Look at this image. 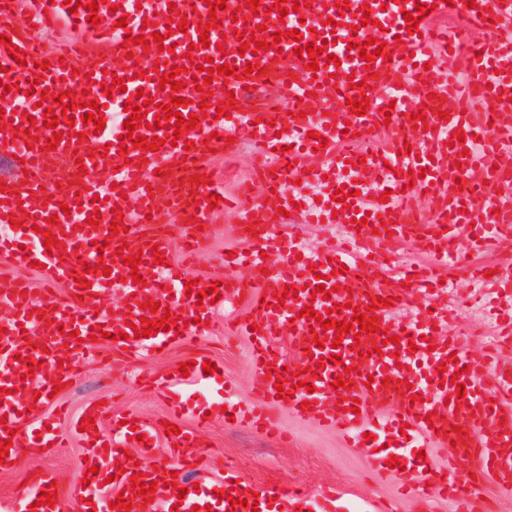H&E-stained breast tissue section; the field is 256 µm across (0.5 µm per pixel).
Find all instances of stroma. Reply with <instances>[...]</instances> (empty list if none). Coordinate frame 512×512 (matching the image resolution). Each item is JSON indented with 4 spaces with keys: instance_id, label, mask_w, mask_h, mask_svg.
I'll return each instance as SVG.
<instances>
[{
    "instance_id": "obj_1",
    "label": "stroma",
    "mask_w": 512,
    "mask_h": 512,
    "mask_svg": "<svg viewBox=\"0 0 512 512\" xmlns=\"http://www.w3.org/2000/svg\"><path fill=\"white\" fill-rule=\"evenodd\" d=\"M211 235L209 249L200 256L196 269L197 276L203 280L223 274L224 251L243 245L229 213L217 217ZM225 320V311L216 312L205 335L190 336L170 345L149 357L138 369L120 365L83 367L76 383L60 390L31 415L33 422H49L58 435L70 439L69 450L48 459L20 453L12 471L0 472V501L16 503L24 482L42 470L52 471L63 489L80 477L83 446L73 440L69 420L57 416V406H67L76 413L88 403L103 400L113 409L132 413L140 419H160L166 413V406L150 387L140 384L139 372L170 373L176 364L203 352L223 363L224 373L230 380L225 392L197 384L183 391L188 409L183 423H191V411L207 409L212 413L211 426L203 436L204 446L196 451L206 475L220 477L225 464L229 463L242 469L247 478L258 484L305 487L310 493L307 506L311 512H375L377 506L390 501L396 502L399 512H417V501L410 496H400L394 479L372 476L369 449L352 447L343 434L316 421L299 420L288 406L279 409L284 426L294 435L293 440L285 444L252 429L225 423L222 404L252 405L256 402L250 387L254 375L250 339L246 336L226 338ZM448 329L463 336L466 348L475 351L494 335L495 322L487 306L474 305L451 322ZM327 484L341 491L340 497L328 505L318 497L319 489Z\"/></svg>"
}]
</instances>
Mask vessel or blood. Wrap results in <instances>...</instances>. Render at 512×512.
I'll use <instances>...</instances> for the list:
<instances>
[{
	"label": "vessel or blood",
	"mask_w": 512,
	"mask_h": 512,
	"mask_svg": "<svg viewBox=\"0 0 512 512\" xmlns=\"http://www.w3.org/2000/svg\"><path fill=\"white\" fill-rule=\"evenodd\" d=\"M244 0H231L238 6L242 21L233 22L230 9L210 14L203 0H106L97 14L99 25H91L87 9L69 13L58 0H0V35L10 34V43L0 42V83L11 91L0 99V150L13 156L17 169L28 176L16 179L9 190L0 192V224L9 225L0 236V264L24 265L26 260L43 263L44 288L30 287L0 273V302L7 304L11 318L0 326V440L26 448L35 456L58 455L64 446L56 432L45 425H32L22 414L16 388L49 396L54 382L76 381L77 359L92 360L101 352L134 361L166 349L178 336L205 334L201 320L206 314L223 309L228 301L244 300L247 310L237 332L254 335L253 360L256 366L254 388L261 406L236 411V422L256 430L288 438L278 419V392L275 373H296L310 367L318 372L314 391L292 389L288 404L298 418L345 432L355 447L372 448L371 466L381 475L395 473L404 493L427 501L431 491L447 499L454 512H484L477 484L488 481L512 493V365L499 362L492 353L481 355L465 349L459 337L448 335V313L420 310L408 325L396 324L394 309L419 307L422 299L446 298L442 277L466 276L481 280L484 267L468 260L460 250L466 230L480 225L475 240L477 250H512V202L489 199L488 192L512 186V169L496 164L497 157L512 150V38L491 33L469 54L470 78L459 82L452 69L432 66L435 51H459V33H434L430 20L409 33L406 14L417 6L435 8L437 14L453 13L479 22L491 15L512 16V0H348L347 11H338L336 0H307V7L289 12L287 23H280L272 6L276 0H260L268 16L254 15ZM27 6L34 24L46 30L68 24L75 38L54 48H45L28 32L17 27L9 31L20 6ZM374 18L363 26V7ZM219 25L208 32L209 47H200L199 25L209 17ZM342 18L339 26H328L331 18ZM126 26H118V19ZM186 30H179V23ZM299 30L303 43L322 44L317 56L318 73L303 67L293 40H281L279 49L240 53L241 40L269 42L273 32ZM160 32L165 50L142 48L127 43V36ZM384 43L387 53L375 56L365 66L359 46L367 37ZM15 45L25 54V63H16L7 51ZM192 55V67H184V55ZM121 59L113 68V59ZM49 61L39 85H31L36 65ZM230 65L236 78L216 75V82H227L235 97L231 118L219 117L218 99H206L196 84L204 80L199 65ZM265 68V75L245 73V66ZM179 68L184 87L180 95L188 104L182 115L197 112L201 101H208V116L195 128L184 131L191 149L173 146L174 132L157 129L160 150L120 152L121 136L127 135L129 118L126 101L144 94L146 125L153 122L156 105L168 102L171 88H160L147 78V71L171 72ZM126 79L125 91L105 96L102 83L114 77ZM362 80L361 88H350V79ZM418 84L427 101L410 96L409 84ZM89 86L99 100L106 124L102 131L83 121L69 123L62 108L53 107V95L75 86ZM368 95L370 105L364 115L353 114L351 100ZM498 99L502 108L494 132L473 122L471 109L487 98ZM429 111L425 128H415L413 115L420 104ZM53 108L60 118L57 128L44 126L45 108ZM448 119H439V112ZM398 122L405 137L383 141L380 133L385 120ZM39 123V140L26 134L30 123ZM145 127L139 135H146ZM62 132L56 149H47L54 132ZM464 132L465 143H456L457 132ZM253 149V178L273 189L277 208L253 203L250 184H243L232 200L236 221L243 231L246 251L225 257L222 280L227 288L218 301H200L202 285L193 273V247L203 233L202 226L213 223L217 211L208 197L223 194L216 181L212 155L235 154L242 143ZM108 172V183L92 180L90 171ZM477 171L482 178L467 187L458 182L465 173ZM200 186H192V177ZM353 195L347 202L333 201L337 189ZM388 202H381V195ZM428 197L434 219L422 223L414 210L415 198ZM171 201L181 231L178 240L162 234L157 225L143 218L155 211L158 199ZM298 210H291V202ZM67 204L69 214L59 212ZM121 211L124 230L111 234L114 211ZM99 214L98 225H90L89 215ZM57 216L64 231L52 249H45L42 228L49 216ZM336 224L342 235L329 240L325 249L306 251L297 235L282 236L276 224H295L300 219ZM361 220L360 231H352V220ZM390 223L391 233L380 232L381 223ZM259 236H252V226ZM414 244L427 258L426 264H407L388 277L386 258L405 244ZM141 255L138 270L142 280L133 282L130 266L113 259L115 251ZM162 252L163 263L153 261ZM282 255L279 264H270L267 253ZM111 265L110 274H87L86 265ZM327 276L333 290L329 297L317 296L318 276ZM124 288L125 306L104 313L100 301L113 282ZM66 288L57 294L55 284ZM295 285L296 296L284 288ZM390 306H383V299ZM156 301L169 309L172 318H183L180 330L158 331L135 338L131 324L139 323L143 301ZM376 305L378 330L353 338L336 337L334 329H316L314 316L304 315L306 307L315 313L330 309L336 320L351 322L355 308ZM291 329L295 361H287L269 343L283 329ZM104 338H95V331ZM392 342H385V335ZM418 349H411V342ZM66 361H59L60 351ZM339 363H331V356ZM31 359L36 369L22 378L21 359ZM348 388L332 389L335 380ZM466 388L465 397L456 394L457 385ZM81 417L94 419L95 428L82 432L85 454L95 474L87 483H75L69 491L73 501L88 500L91 512H111L126 485L110 479V460L123 457L129 444H137L140 471L158 482L151 503L136 498L130 512H159L160 506L177 505L179 512L193 507H210L211 512H245L231 501L245 498L248 503L266 504L270 499L305 500L300 488L279 489L257 486L255 493L242 494L235 487L239 473L228 469L223 481L193 482L184 461L186 449L196 447L208 426L203 413H196L192 424L182 425L180 434L169 433L159 423L138 422L136 428L124 423L125 416L108 407L86 405ZM107 424V433L96 427ZM407 426L417 453L432 443L450 447L448 463L430 464L419 457L416 466L398 471L387 465L381 440L370 438L372 425ZM466 438H459V431ZM165 437L172 447V462L156 465V437ZM44 470L32 480L26 504L38 505L39 512H59L58 505H39L43 490L54 480Z\"/></svg>",
	"instance_id": "obj_1"
}]
</instances>
